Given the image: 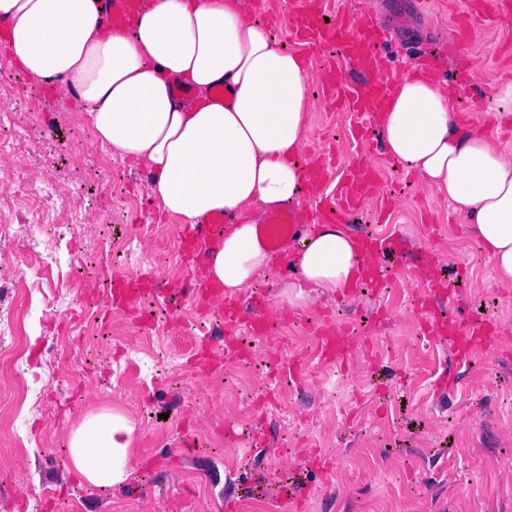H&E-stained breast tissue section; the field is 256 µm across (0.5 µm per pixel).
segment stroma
<instances>
[{
	"label": "stroma",
	"mask_w": 512,
	"mask_h": 512,
	"mask_svg": "<svg viewBox=\"0 0 512 512\" xmlns=\"http://www.w3.org/2000/svg\"><path fill=\"white\" fill-rule=\"evenodd\" d=\"M323 14L376 16L392 41L389 67L400 77L411 69L406 50L433 51L435 69L455 92L464 124L480 123L512 154V121L480 112L490 85L512 81L511 36L489 15L471 12L472 0H318ZM271 22L279 44L305 47L293 36L291 0H244ZM312 133L302 158L328 160L319 192L303 204L318 209L336 199L349 164L366 157L378 187L347 219L353 234L399 239L400 258L384 264L377 292L350 288L287 297L284 276L273 272L271 332L253 340L245 361L198 370L194 361L212 321L195 303L169 305L146 298L153 314L113 312L104 280L68 282L80 307L59 314L45 294L58 281L25 292L22 332L34 338L28 380L42 390L40 412L27 416L25 434L0 442V512H19L37 493L52 512H220L226 479L237 483L235 512H512V286L500 284L493 263L449 202L384 151L380 133L363 113L337 103L336 86L348 77L341 55L329 49L307 61ZM29 134L54 132L67 152L52 150L35 172L52 181L69 206L88 190L111 221L77 235L72 251L85 266L113 240L117 250L102 264L112 277L134 274L181 287L190 272L176 236L178 219L163 217L142 182L141 167L118 163L114 186L92 176L101 148L80 121L75 98L41 87L30 104ZM461 277L454 300L418 304L429 277ZM489 318L500 338L496 350H479L456 366L447 338L423 347L420 333L432 319L454 328L474 315ZM345 331L348 358L341 367L318 366L316 331ZM300 365L298 380L278 377L282 365ZM103 408L124 411L135 423L134 474L124 487L103 491L73 473L67 437L81 419ZM264 429L269 446L244 453L225 425ZM193 444L182 463L157 461L183 441ZM330 458L328 470L310 468L305 449ZM304 484L302 503H284L281 489Z\"/></svg>",
	"instance_id": "obj_1"
}]
</instances>
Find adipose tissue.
<instances>
[{
  "label": "adipose tissue",
  "instance_id": "obj_1",
  "mask_svg": "<svg viewBox=\"0 0 512 512\" xmlns=\"http://www.w3.org/2000/svg\"><path fill=\"white\" fill-rule=\"evenodd\" d=\"M9 54L31 79L80 99L112 159L144 168L160 214L185 224L205 215L239 222L209 249L206 276L225 297L266 277L257 236L265 210L298 201L299 163L311 132L307 69L278 47L241 0H143L132 27L109 26L97 0H0ZM192 91L176 100L175 83ZM386 153L449 200L512 284V156L481 127L460 126L445 81L412 72L380 117ZM357 239L325 224L307 234L287 288L335 293L369 265ZM136 426L110 409L87 414L67 447L76 476L100 489L131 476Z\"/></svg>",
  "mask_w": 512,
  "mask_h": 512
}]
</instances>
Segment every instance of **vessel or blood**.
Listing matches in <instances>:
<instances>
[{
    "mask_svg": "<svg viewBox=\"0 0 512 512\" xmlns=\"http://www.w3.org/2000/svg\"><path fill=\"white\" fill-rule=\"evenodd\" d=\"M100 8L107 21L130 24L139 18L141 2L100 0ZM295 8V38L314 52L333 41L342 43L350 70L361 75L360 81L341 83L336 91L337 98L358 112L367 111L371 106L382 109L392 93L394 81L384 76L386 57L376 50L382 41L381 28L376 19L370 16L360 18L347 13L336 15L327 22L318 18L305 0H296ZM375 183L376 174L372 165L368 160H361L348 168L340 190L339 203L308 213L290 207L273 211L264 224L260 225L259 235L274 252H281L288 245L298 243L311 225L340 223L344 213L352 210L364 195L372 191ZM232 222V216L221 214L203 217L195 224L179 226L177 238L182 245L184 258L205 259L209 244ZM359 242L363 253L378 257L390 255L397 247L393 238L384 236L365 235L360 237ZM160 293L158 281L153 280L134 288L128 280L119 279L114 281L109 297L116 300V309L121 312L138 307L144 296H157ZM267 306L268 296L262 289L255 290L251 302L243 306L236 299L225 300L226 336L223 343L207 346L203 350L202 361L212 366L225 357L243 356L246 352L245 338L264 334L270 326ZM465 329L464 343L456 354L459 363L464 364L470 360L474 345L497 348L498 339L491 334L492 324L489 320L469 322ZM320 347L325 360L334 363L345 361L347 345L344 337H323Z\"/></svg>",
    "mask_w": 512,
    "mask_h": 512,
    "instance_id": "obj_1",
    "label": "vessel or blood"
}]
</instances>
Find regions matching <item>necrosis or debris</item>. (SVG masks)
<instances>
[{
  "instance_id": "obj_1",
  "label": "necrosis or debris",
  "mask_w": 512,
  "mask_h": 512,
  "mask_svg": "<svg viewBox=\"0 0 512 512\" xmlns=\"http://www.w3.org/2000/svg\"><path fill=\"white\" fill-rule=\"evenodd\" d=\"M36 166L22 122L16 113L1 112L0 183L9 184L17 213L14 221L0 224V360H9L20 376L29 369L17 302L26 285L22 268L34 269L39 277H71L74 238L85 225L109 221L96 207L72 210L48 188H35L30 173Z\"/></svg>"
}]
</instances>
